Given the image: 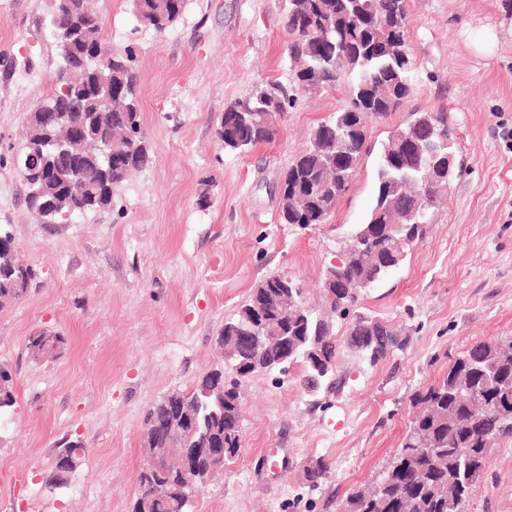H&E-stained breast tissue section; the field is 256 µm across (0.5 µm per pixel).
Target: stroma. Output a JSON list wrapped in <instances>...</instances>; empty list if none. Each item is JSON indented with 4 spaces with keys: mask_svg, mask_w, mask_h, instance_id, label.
<instances>
[{
    "mask_svg": "<svg viewBox=\"0 0 512 512\" xmlns=\"http://www.w3.org/2000/svg\"><path fill=\"white\" fill-rule=\"evenodd\" d=\"M408 3L411 91L370 123L368 143L409 110L443 109L461 167L429 237L362 301L409 343L374 366L343 352L335 394L310 395L298 365L250 378L241 448L193 512H342L400 447L412 394L471 344L512 336V139L502 135L512 128V15L501 0ZM94 7L112 49L134 55L150 160L110 209L42 224L16 160L61 52L51 0H0V229L37 273L0 307V366L13 376V405L0 411V512H130L149 406L223 366L215 339L260 281L287 273L316 293L375 196L372 151L326 223L279 220L283 174L310 131L348 103L345 81L300 96L272 143L224 151L226 104L289 78L282 0H186L162 35L137 21L131 0ZM486 32L495 39L484 50ZM40 331L66 344L34 361L26 343ZM73 441L82 460L56 485V458ZM318 459L330 470L314 489L304 470ZM467 512H512V438Z\"/></svg>",
    "mask_w": 512,
    "mask_h": 512,
    "instance_id": "obj_1",
    "label": "stroma"
}]
</instances>
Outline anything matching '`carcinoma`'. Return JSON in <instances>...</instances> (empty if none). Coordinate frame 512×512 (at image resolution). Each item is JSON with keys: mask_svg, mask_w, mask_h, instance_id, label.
Returning <instances> with one entry per match:
<instances>
[{"mask_svg": "<svg viewBox=\"0 0 512 512\" xmlns=\"http://www.w3.org/2000/svg\"><path fill=\"white\" fill-rule=\"evenodd\" d=\"M138 21L158 34L166 33L181 17L185 0H133ZM284 26L288 34L287 57L290 84L259 86L224 108L218 134L224 150L242 154L278 134L277 115L298 100V95H320L341 79L350 84L349 105L330 113L310 133L309 141L285 173L279 218L284 224H323L337 202L350 190L357 162L367 149V128L373 120H385L409 95L413 67L409 53L396 54L394 43L407 45L408 0H284ZM51 33L57 43L74 36L60 48L62 65L50 94L26 117L24 152L45 142L41 113L70 97L85 100V110L71 115L75 124L89 125L81 164L83 182L74 187L68 174L58 170L43 174L28 189L26 201L44 224L66 222L51 213L45 197L34 194L43 185L46 197L55 196L63 211L78 217L111 206L113 195L128 176L149 160V147L141 133L137 101L138 77L130 54L112 53V67L94 74L85 70L87 55L108 48L102 22L89 0H52ZM252 110L234 112L240 101ZM427 140L442 153L454 148L448 112L419 111L408 114L387 131L377 157L375 202L364 223L352 234L362 239L336 268L349 288H321V303H307L305 289L289 275L267 277L253 288L235 315L224 321L217 342L225 347L260 315L267 320L270 340L264 367H282L283 354L276 337L287 335L293 352L289 357L303 369V384L312 392L336 391L338 379L330 372L318 376L305 359L304 350L320 337L325 361L337 364L349 351L376 365L403 350L407 336L401 328L362 311V300L411 250L430 233L442 204L444 187H431L436 204L423 201ZM112 147V169L103 180L98 169L97 147ZM407 224L393 227L394 215ZM35 277L33 268L16 256L8 232H0V302L19 300ZM289 287H283V284ZM349 320L343 343L336 339V320ZM63 339L45 332L28 337L27 350L34 360L56 355ZM251 351L242 349L231 369L220 367L202 376L190 392H172L155 402L144 417L143 427L163 424L166 402L178 394L186 398L190 417L202 427L214 429L237 455L241 447L240 389L252 371ZM224 386V411H219L202 389ZM416 412L390 464L369 488L352 492L344 512H466L478 490L486 465L498 444L512 438V336L480 341L448 365L436 383L412 397ZM192 466L206 474L224 468L207 455H197ZM329 466L317 460L306 468L312 485H319ZM153 499L149 512H191L193 493L180 471L139 472L135 497Z\"/></svg>", "mask_w": 512, "mask_h": 512, "instance_id": "cac0c4a2", "label": "carcinoma"}]
</instances>
